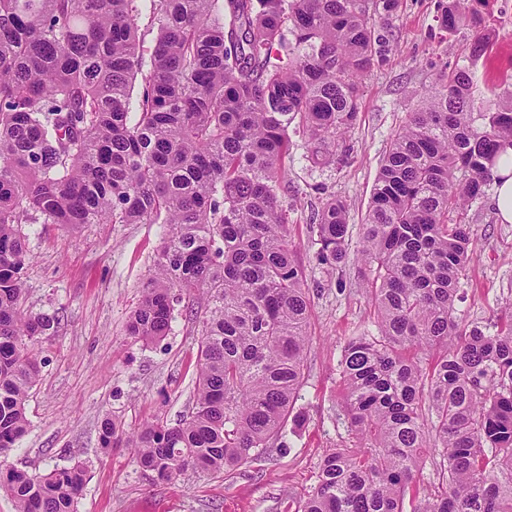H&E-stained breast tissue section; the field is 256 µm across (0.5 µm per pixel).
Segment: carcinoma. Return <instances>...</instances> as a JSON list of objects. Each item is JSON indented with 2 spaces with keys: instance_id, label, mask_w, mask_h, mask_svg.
<instances>
[{
  "instance_id": "obj_1",
  "label": "carcinoma",
  "mask_w": 512,
  "mask_h": 512,
  "mask_svg": "<svg viewBox=\"0 0 512 512\" xmlns=\"http://www.w3.org/2000/svg\"><path fill=\"white\" fill-rule=\"evenodd\" d=\"M137 2L0 0V456L27 433L35 345L57 324L22 307L23 225L163 224L126 333L159 342L183 305L200 336L194 403L133 433L106 418L100 446L134 449L155 482L229 475L282 436L304 380L310 293L283 210L288 130L317 158L354 126L397 0H148V62ZM489 4L448 0L442 23L475 24ZM506 144L512 100L476 105L461 69L392 138L359 250L378 334L351 337L338 363L357 444L324 454L299 512H512V321L456 323L475 243L448 223L484 195ZM313 231L318 260L343 263L347 204L327 200ZM410 347L438 358L425 366ZM429 453L437 492L417 482ZM86 481L81 462L0 467L15 512H77Z\"/></svg>"
}]
</instances>
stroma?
I'll return each mask as SVG.
<instances>
[{"label": "stroma", "mask_w": 512, "mask_h": 512, "mask_svg": "<svg viewBox=\"0 0 512 512\" xmlns=\"http://www.w3.org/2000/svg\"><path fill=\"white\" fill-rule=\"evenodd\" d=\"M445 0H398L387 21L385 65L361 79L360 112L346 135V161L307 158L301 133L288 158L290 243L310 288L305 379L287 425L285 450L270 449L231 475L205 472L157 483L136 465L133 449H101L103 418L134 430L147 422L175 423L196 394L198 338L177 316L164 340L127 336L126 323L151 277L165 234L161 224H29L32 262L25 274V311L59 319L36 349L40 377L26 405L30 422L18 447L0 464L46 473L83 462L88 480L77 512H297L317 482L326 449L350 444L340 415L338 361L349 337L375 335L374 307L355 260L360 228L390 141L443 73L466 69L478 96L512 94V0H493L482 24L491 47L470 56L478 31L448 32ZM494 187L469 206L464 220L476 253L460 281L454 315L461 327L512 320V224L497 218ZM348 205V258L320 264L313 219L330 198Z\"/></svg>", "instance_id": "1"}]
</instances>
